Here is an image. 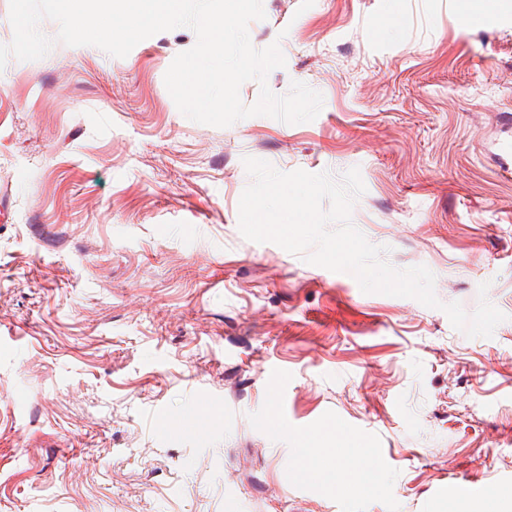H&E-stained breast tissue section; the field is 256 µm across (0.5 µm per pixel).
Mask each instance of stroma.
<instances>
[{"label":"stroma","mask_w":512,"mask_h":512,"mask_svg":"<svg viewBox=\"0 0 512 512\" xmlns=\"http://www.w3.org/2000/svg\"><path fill=\"white\" fill-rule=\"evenodd\" d=\"M263 0L272 92L310 122L182 115L178 27L123 58L57 42L0 70V512H448L512 491V10L482 0ZM251 156L359 168L351 220L444 302L506 319L467 337L441 310L245 239ZM196 225L186 234L185 225ZM486 295H479L480 284ZM199 408L193 435L157 416ZM363 439L359 493L306 474L300 435Z\"/></svg>","instance_id":"stroma-1"}]
</instances>
